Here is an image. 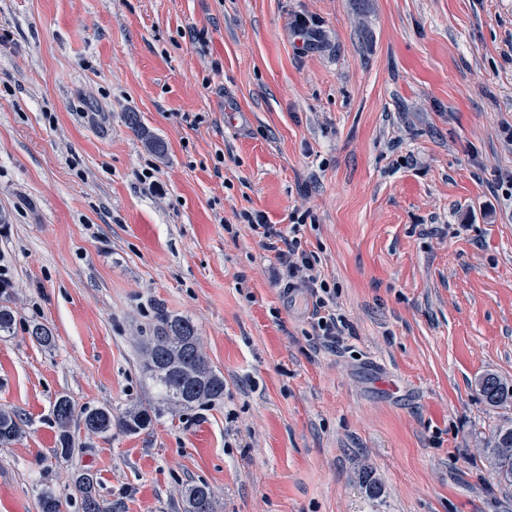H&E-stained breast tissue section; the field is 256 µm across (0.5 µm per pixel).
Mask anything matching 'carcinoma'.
I'll return each instance as SVG.
<instances>
[{
	"label": "carcinoma",
	"mask_w": 512,
	"mask_h": 512,
	"mask_svg": "<svg viewBox=\"0 0 512 512\" xmlns=\"http://www.w3.org/2000/svg\"><path fill=\"white\" fill-rule=\"evenodd\" d=\"M15 310L11 306L9 285L0 281V335L8 336L14 329ZM29 335L37 343L49 346L55 341L52 330L42 323H33ZM143 371L160 390L161 403L171 408L205 407L224 397V377L206 359L197 326L187 317L159 311L150 336L146 337ZM480 392L485 401L496 408L512 410V383L495 373L481 378ZM56 427L52 454L56 462L65 463L75 452L76 439L72 426L79 421L87 436H104L112 431V409L106 406H86L75 413L71 400L56 399L53 409ZM159 415L156 406H141L129 410L121 426L130 433L148 429ZM24 433V421L16 414L0 413V446L18 441ZM488 465L506 482H512V418L500 423L485 448ZM75 494L80 499L81 512H112V503L96 493L93 476L80 473L73 480ZM185 512H214L215 495L206 484L192 485L186 493ZM40 512H63V501L50 487L38 494Z\"/></svg>",
	"instance_id": "obj_1"
}]
</instances>
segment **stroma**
<instances>
[{"label": "stroma", "instance_id": "35a3bbf8", "mask_svg": "<svg viewBox=\"0 0 512 512\" xmlns=\"http://www.w3.org/2000/svg\"><path fill=\"white\" fill-rule=\"evenodd\" d=\"M511 124L512 0H0V409L26 429L0 512L45 486L78 512V471L113 512H184L202 483L216 512H512L477 387L512 382ZM256 211L302 221L337 346L239 221ZM159 307L197 325L223 399L56 463L59 396L157 401ZM16 312L11 306L9 285L0 280V335L8 336L14 329Z\"/></svg>", "mask_w": 512, "mask_h": 512}]
</instances>
